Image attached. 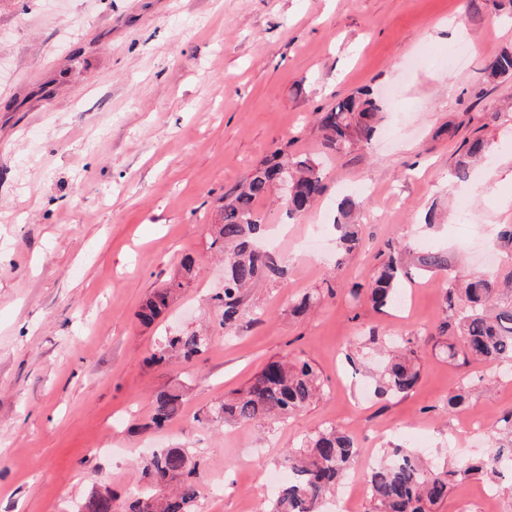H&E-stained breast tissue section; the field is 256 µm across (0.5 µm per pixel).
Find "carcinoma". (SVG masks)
Returning a JSON list of instances; mask_svg holds the SVG:
<instances>
[{"instance_id":"carcinoma-1","label":"carcinoma","mask_w":512,"mask_h":512,"mask_svg":"<svg viewBox=\"0 0 512 512\" xmlns=\"http://www.w3.org/2000/svg\"><path fill=\"white\" fill-rule=\"evenodd\" d=\"M487 82L512 79V47L504 48L487 69ZM380 105L369 92L350 95L322 113L318 125L323 146L338 152L372 139L377 129ZM486 143L475 138L460 150L452 184L470 178L471 163L485 152ZM288 181L294 193L283 202L288 216L305 212L322 191L320 164L315 160L277 150L257 165L230 194L224 196L220 223L210 224L211 245L224 249V290L215 296L223 309L222 325L232 326L243 314L244 290L264 279L278 282L286 270L269 251L256 241L265 231L257 214V203L271 195L276 184ZM361 202L351 196L338 206L340 219L335 228L341 250L350 254L361 243V225L351 221ZM417 269L424 274L449 272L448 253L426 251L417 258ZM406 274L402 253L391 252L366 287L373 306L396 303L399 283ZM184 283L172 280L157 289L136 313L143 326L155 322L168 309ZM445 307L455 313L454 324L443 321L438 332L427 337L450 358L457 355L448 344L449 330L463 339V356L491 365L504 375L512 373V298L502 297L498 275L476 276L462 288L448 280L443 293ZM416 339L399 341L385 361L374 393L379 398L408 393L418 382L420 370L414 363ZM211 337L202 331L182 330L165 337L148 362L165 366L174 359L185 363L204 355ZM322 388L321 376L308 361L283 356L268 363L242 389L210 408L209 420L248 424L270 417L286 419L308 407ZM183 391L168 388L153 395L152 425L162 428L179 412ZM354 436L334 424L322 426L298 447L289 450L282 467L290 473L269 502L267 512H323L331 492L339 489L348 474V465L357 453ZM512 463V410L505 411L490 436L488 454L476 463L430 465L416 452L401 444L392 446L387 457L376 462L367 475L375 512H433L448 500L457 477L483 475L496 482L505 478L502 464ZM146 488L123 501L124 512H194L200 496L201 473L186 448H161L140 461ZM118 496L94 492L79 506V512H112Z\"/></svg>"}]
</instances>
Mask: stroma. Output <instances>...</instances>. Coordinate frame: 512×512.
Listing matches in <instances>:
<instances>
[{"label": "stroma", "mask_w": 512, "mask_h": 512, "mask_svg": "<svg viewBox=\"0 0 512 512\" xmlns=\"http://www.w3.org/2000/svg\"><path fill=\"white\" fill-rule=\"evenodd\" d=\"M462 43L470 54L449 60ZM510 46L512 15L495 0H0V512H76L96 489H135L137 459L168 446L202 464L196 512H266L284 452L326 424L358 436L360 476L401 441L439 464L485 455L512 409V377L491 365L424 343L408 395L371 391L378 344L444 320L446 278L408 265L403 308L352 290L391 249L444 250L472 275L512 271L489 233L512 224V80L484 73ZM360 91L382 106L373 139L325 161L307 212L259 205L287 274L255 282L221 328L224 263L206 224L276 149L319 154L317 113ZM475 136L488 153L472 179L494 193L463 199L448 173ZM346 195L363 202L350 255L334 227ZM314 223L323 252L298 251ZM187 255L195 278L141 326L136 310ZM313 290L320 304L295 316ZM194 328L213 336L202 357L148 363L166 332ZM287 354L319 371L318 401L283 422L199 424ZM175 386L179 416L140 433L151 395ZM464 389L469 404L449 412Z\"/></svg>", "instance_id": "35a3bbf8"}]
</instances>
